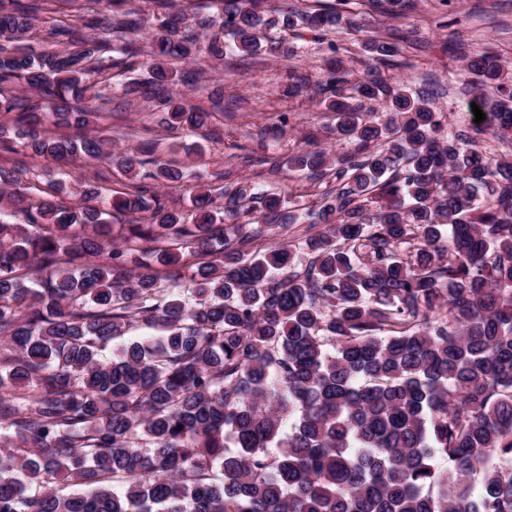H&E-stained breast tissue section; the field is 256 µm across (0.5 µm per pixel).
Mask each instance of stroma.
Returning <instances> with one entry per match:
<instances>
[{"label": "stroma", "mask_w": 512, "mask_h": 512, "mask_svg": "<svg viewBox=\"0 0 512 512\" xmlns=\"http://www.w3.org/2000/svg\"><path fill=\"white\" fill-rule=\"evenodd\" d=\"M350 8L358 13L363 27L335 36L334 42L352 78L366 73L365 39L392 32L406 35L413 47L404 65L384 69V76L432 92L435 111L450 114L455 128L465 126L462 116L468 110L469 90L465 61L450 51V43L463 41L472 52L491 48L512 70V0H457L450 9L437 8L434 0H418L415 10L397 18L378 14L361 0H352ZM191 32L198 43L192 56L180 62L183 79L173 90L191 107L212 113L208 127L198 131L169 128L158 101L131 90L133 83L146 81V72L115 68L101 83V98L95 103L113 154H138L147 173L158 161L187 166L189 177L160 189L168 207L175 210L190 208L201 179L216 191L229 184L251 192L279 191L293 210L311 206L322 192L335 188L332 177L316 181L309 172L294 173L287 165L289 156L300 149L343 154L350 148L336 135L333 116L312 96L332 55L327 45L305 32L293 36L297 54L291 60L265 54L244 60L228 50L218 61L205 49L210 31L195 26ZM298 78L306 89L290 94ZM17 165L25 168V181L41 189L71 178L99 189L106 197L126 189L127 179L114 164L107 165V174L100 179L96 164L90 161L62 163L22 150H0V166Z\"/></svg>", "instance_id": "stroma-1"}]
</instances>
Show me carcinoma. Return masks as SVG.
<instances>
[{
  "instance_id": "1",
  "label": "carcinoma",
  "mask_w": 512,
  "mask_h": 512,
  "mask_svg": "<svg viewBox=\"0 0 512 512\" xmlns=\"http://www.w3.org/2000/svg\"><path fill=\"white\" fill-rule=\"evenodd\" d=\"M53 2L0 0V112L16 113L0 148L112 159L102 137L44 127L97 123L77 104L99 99L96 75L117 67L148 71L131 92L146 88L169 127L207 124L210 113L166 91L172 62L194 49L172 0H155L148 29L58 20L51 49L21 51ZM264 2L219 0L215 59L227 45L293 56L277 29L322 41L361 28L336 8L272 16ZM368 2L399 17L414 0ZM127 32L150 41L145 58ZM402 41L366 40L375 65L355 83L330 58L315 89L351 150L288 159L336 180L308 213L301 263L283 240L297 216L275 191L226 188L218 207L200 183L189 224L137 181L145 161L121 155L133 190L109 205L150 217L118 247L107 211L90 204L99 191L24 207L29 185L0 167L23 218L0 224V512H512V159L488 155L485 138L512 141V72L493 52L465 56L469 103L486 119L453 130L427 98L382 78ZM16 83L37 95L1 90ZM365 101L387 112H364ZM150 177L183 172L157 163ZM171 241L211 261L163 288L153 265L180 260L162 247ZM142 326L160 335L125 339Z\"/></svg>"
}]
</instances>
